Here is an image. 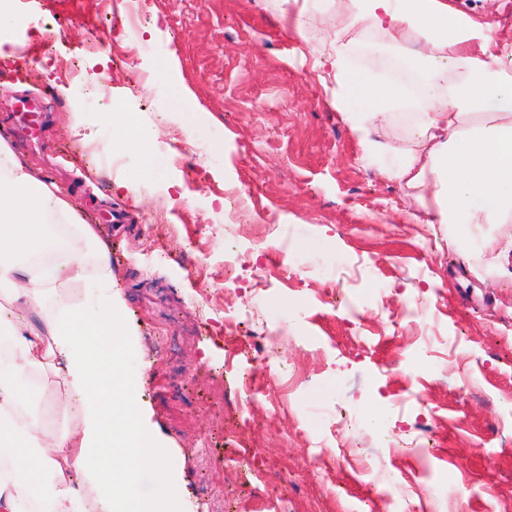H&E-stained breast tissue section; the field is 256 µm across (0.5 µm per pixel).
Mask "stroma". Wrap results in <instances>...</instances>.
<instances>
[{"instance_id": "35a3bbf8", "label": "stroma", "mask_w": 512, "mask_h": 512, "mask_svg": "<svg viewBox=\"0 0 512 512\" xmlns=\"http://www.w3.org/2000/svg\"><path fill=\"white\" fill-rule=\"evenodd\" d=\"M447 2L512 43V0ZM146 7L132 36L129 0H8L0 57L36 65L0 73V137L112 250L126 372L181 512H512L505 230L461 258L363 157L313 68L344 27L329 0ZM63 15L81 23L46 50ZM28 94L42 124L20 140Z\"/></svg>"}]
</instances>
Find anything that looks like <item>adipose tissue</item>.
I'll return each instance as SVG.
<instances>
[{
	"label": "adipose tissue",
	"mask_w": 512,
	"mask_h": 512,
	"mask_svg": "<svg viewBox=\"0 0 512 512\" xmlns=\"http://www.w3.org/2000/svg\"><path fill=\"white\" fill-rule=\"evenodd\" d=\"M345 16L346 30L381 35L390 48L421 45L413 97L402 84L352 69L350 45L339 37L314 65L327 68L336 108L364 157L385 150L371 126L389 121L399 103L416 110L410 148L382 173L425 200L429 223L458 229L471 253L482 225L512 223V45L450 12L446 0H346ZM70 283L98 289L95 318L77 304L49 305ZM112 288L111 251L94 226L0 138V335L11 344L10 361L0 364V451L11 458L0 472V512H83L86 500L94 512H174L169 465L140 423L125 373L128 324ZM47 371L62 379L83 419L79 447L66 432L46 434L39 417H14L28 401L30 375ZM107 418L108 435L100 428ZM146 466L158 489L141 496L136 480Z\"/></svg>",
	"instance_id": "ef3b65f1"
}]
</instances>
